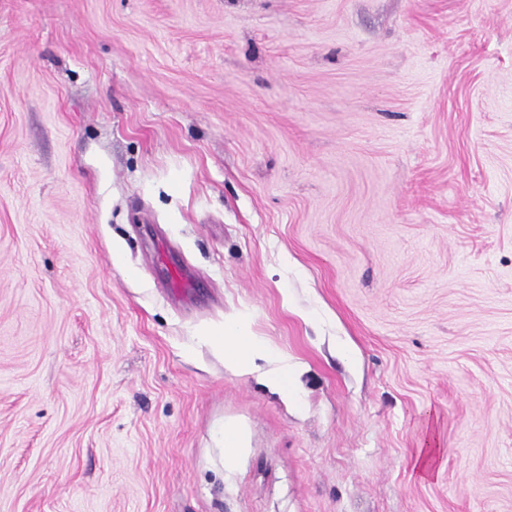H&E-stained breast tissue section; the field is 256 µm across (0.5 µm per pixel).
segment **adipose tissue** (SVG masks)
<instances>
[{"instance_id":"1","label":"adipose tissue","mask_w":512,"mask_h":512,"mask_svg":"<svg viewBox=\"0 0 512 512\" xmlns=\"http://www.w3.org/2000/svg\"><path fill=\"white\" fill-rule=\"evenodd\" d=\"M214 344L222 350L225 362L236 369H249L255 358L261 357L275 364V371L269 372L270 384L283 398H290L292 391L287 375L292 367L286 356L271 351L265 343L255 336L243 319L225 322L223 329L213 338Z\"/></svg>"}]
</instances>
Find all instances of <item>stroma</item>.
I'll list each match as a JSON object with an SVG mask.
<instances>
[{"label": "stroma", "mask_w": 512, "mask_h": 512, "mask_svg": "<svg viewBox=\"0 0 512 512\" xmlns=\"http://www.w3.org/2000/svg\"><path fill=\"white\" fill-rule=\"evenodd\" d=\"M0 512H512V0H0ZM210 338L224 353L225 362L233 368L249 369L256 357H262L269 363L278 365L276 372H269L268 380L284 399L288 400L292 396V390L288 386V373L291 375L292 367L288 364V358L271 351L250 331L243 319L225 322L220 333Z\"/></svg>", "instance_id": "stroma-1"}]
</instances>
